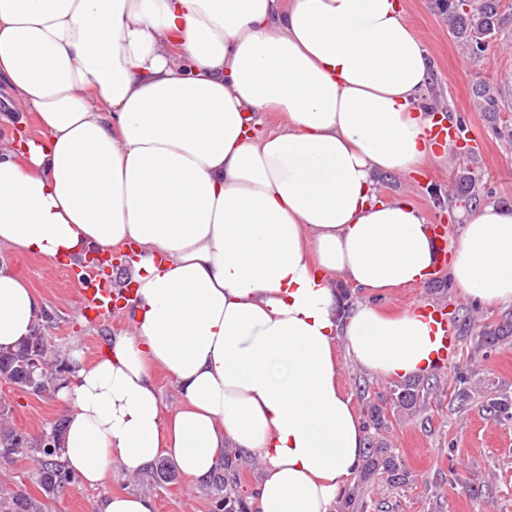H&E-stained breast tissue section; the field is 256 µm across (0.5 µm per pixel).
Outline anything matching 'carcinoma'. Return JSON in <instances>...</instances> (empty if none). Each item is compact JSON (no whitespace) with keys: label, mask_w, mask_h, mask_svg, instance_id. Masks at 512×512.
Returning a JSON list of instances; mask_svg holds the SVG:
<instances>
[{"label":"carcinoma","mask_w":512,"mask_h":512,"mask_svg":"<svg viewBox=\"0 0 512 512\" xmlns=\"http://www.w3.org/2000/svg\"><path fill=\"white\" fill-rule=\"evenodd\" d=\"M469 11H464L458 0H435V8L448 24V33L467 54L476 57L483 53L489 40L496 37L506 25L501 13L500 0H471ZM479 111L495 121L498 114L510 109L512 101L500 90L484 83L473 87ZM462 194L479 198L484 187L473 175L468 174L460 183ZM512 336V323L505 322L495 328L490 326L478 334L476 348L488 351ZM39 363L35 374H30L32 364ZM69 372L68 364L52 349L41 334L40 324H35L33 335L16 348L0 351V377L37 395H55L62 377ZM427 387L420 380L409 379L393 389L390 403L368 401L364 407L367 430V454L363 460L359 480L342 495L340 512H359L366 507L360 497L361 487L378 475L386 476L393 485L405 484L409 473L398 457L388 452L379 434L389 428L390 415L413 411L424 402ZM489 408L497 417L512 419V396L503 394L490 399ZM63 420L55 421L47 433L32 436L6 427L0 423V459L10 462L17 457L31 460L34 468L30 481L39 490L33 495L24 487L0 496V512H49L50 502L70 489L73 475L58 457L57 448L62 433ZM239 455L224 454V461L214 474L211 488L215 499V512H250V506L237 493L239 483Z\"/></svg>","instance_id":"carcinoma-1"}]
</instances>
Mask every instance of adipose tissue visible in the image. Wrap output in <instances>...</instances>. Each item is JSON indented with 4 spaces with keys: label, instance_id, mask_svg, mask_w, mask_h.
Returning a JSON list of instances; mask_svg holds the SVG:
<instances>
[{
    "label": "adipose tissue",
    "instance_id": "ef3b65f1",
    "mask_svg": "<svg viewBox=\"0 0 512 512\" xmlns=\"http://www.w3.org/2000/svg\"><path fill=\"white\" fill-rule=\"evenodd\" d=\"M430 61L400 0H0V85L37 137L0 142V249L71 265L133 247V330L72 349L59 453L102 484L158 457L195 482L233 448L253 512H338L367 446L335 347L390 380L436 348L410 306L437 245L377 179L437 159ZM279 131L253 136L255 113ZM448 277L512 306V207L460 212ZM368 295L342 312L338 282ZM42 297L0 265V349ZM179 404L164 415L157 372Z\"/></svg>",
    "mask_w": 512,
    "mask_h": 512
}]
</instances>
